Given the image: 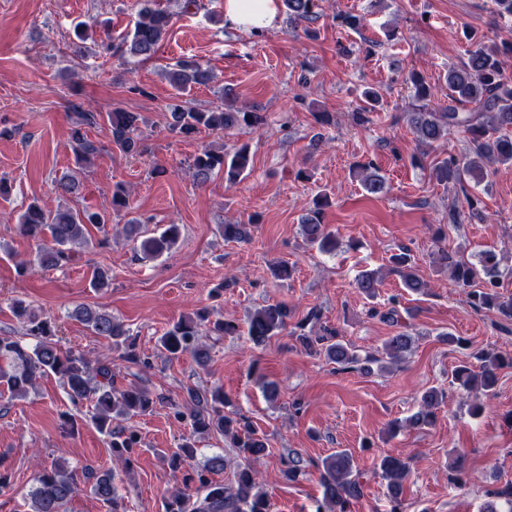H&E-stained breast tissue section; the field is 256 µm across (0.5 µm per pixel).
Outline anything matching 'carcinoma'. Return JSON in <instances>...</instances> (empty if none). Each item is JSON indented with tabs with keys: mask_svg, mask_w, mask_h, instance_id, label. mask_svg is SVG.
Masks as SVG:
<instances>
[{
	"mask_svg": "<svg viewBox=\"0 0 512 512\" xmlns=\"http://www.w3.org/2000/svg\"><path fill=\"white\" fill-rule=\"evenodd\" d=\"M288 25L305 24L304 34L316 37L310 24L320 18V0H283ZM171 14L156 6L154 0H140L138 19L134 28L118 44L113 46L102 41V48L109 52L117 49L121 54L141 59L155 55L162 40L169 32ZM468 50L467 61L461 66L448 69L445 81L448 85V106L441 111L433 109L429 101L432 87L418 72L405 78L412 96L421 102L408 113L409 125L418 142L431 146L445 139L454 131L468 134V148L464 155L450 154L431 166V175L439 182L457 183L467 177L474 185L487 178V166L499 164L512 167V79L504 73L500 50L512 53V44L498 47L486 45L474 36ZM166 79L174 95L165 106L166 120L171 131L185 138H193L202 132L224 137V132L241 127L261 128L265 116L254 108L238 106L230 96H221V104L202 110L191 105L185 96L197 85H208L214 80L211 71L195 60H180L166 71ZM381 96L372 88L362 92V105L354 112L357 122L369 121L368 114L383 109ZM112 134V144L127 157L143 152L141 126L146 124L138 112L116 109L106 113ZM98 116L92 112L78 113V122L71 128L70 138L75 162L80 165L101 153L102 146L90 140L86 128L97 124ZM252 157L246 144L228 150L224 144H208L192 156L189 169L199 184L208 183L222 172L228 184H235L246 176L251 168ZM361 174V186L371 195L387 191L384 178L373 163L357 165ZM56 189L63 197L77 196L81 182L72 174H64L56 181ZM131 191L117 183L112 188V211L125 212L129 219L117 233L136 243V256L154 260L168 253L177 244L181 227L165 224L148 233L133 216ZM329 206L328 196L320 194L313 199V206L302 220L301 232L305 242L323 253H332L339 246L336 235L323 222V210ZM109 217L105 212L74 209L60 206L52 211L35 200L28 204L18 220L19 232L36 242L32 258L17 263L18 273L24 275L35 268L55 269L68 264L76 247L91 243L90 230H106ZM224 240L246 242L251 238V225L226 223L221 226ZM392 271L398 275L407 290L421 293L428 284L418 275L408 250L399 249L389 258ZM437 269L449 273L461 288L467 289L468 303L474 310H494L507 320H512V295L498 291L501 276L500 259L491 251H482L473 262L457 249L440 248L434 253ZM112 272L103 267L93 269L90 286L102 290L109 286ZM381 277L378 271H366L356 279V288L369 299L377 298ZM15 316L25 324L27 335L36 343L28 346L12 336H0V382L7 385L14 399L27 396L29 389L41 376L51 372L58 376L72 402L84 399L93 402L91 416L95 427L110 438L112 460L118 466L129 468L131 454L140 443L136 430L125 425L133 416L151 410L163 401L164 396L144 383L116 385L112 366L106 362L92 363L80 352L63 351L53 341L54 326L40 318L20 300L12 303ZM71 317L83 323L94 335L101 336L115 348L122 350L121 358L137 365L141 363L135 340L130 330L112 314L100 307L80 304L71 311ZM291 310L284 303H266L251 312L245 324L234 318L210 320V313L198 310L194 316L179 319L160 337V346L172 359L189 352L204 365L210 359L211 346L203 336L219 340L225 336L244 334L255 346H263L288 327ZM320 315L312 310L296 324L300 333L296 340L310 354L324 356L340 370L360 368L371 370V365L395 364L405 357L414 343V337L400 330L388 337L377 356L364 358L338 339L332 328L319 331L306 330ZM477 365L464 362L452 373V384L465 393L480 389L487 394L495 392L498 372L512 367V350L484 351L472 354ZM443 391L426 389L418 401L417 410L403 420L393 421L387 429L394 437L405 429H423L435 423L437 410L443 403ZM174 416L188 422L189 433L182 436L177 450L167 456L169 467L176 471L189 465L197 454V441L211 435L231 440L233 447L245 461L234 478L226 484L210 478L224 472V455L215 454L197 467L198 486L177 491L165 497L164 512H270L267 493L259 481V471L254 467L270 454L268 436L257 429L248 417L241 414L221 387L193 390L190 392V408L184 412L174 407ZM281 474L288 482H297L305 475L302 458L292 450L281 459ZM320 485L322 497L316 501L315 512H349L350 502L363 496L364 485L357 471L352 454L340 449L326 456L321 462ZM374 473L385 482L387 494L394 503L393 512H399L404 481L410 470L403 459L385 455L379 459ZM89 491L109 508L118 512L121 496L112 470L89 473ZM29 491V512H68V504L79 491L69 468L55 463L50 469L39 471L33 478Z\"/></svg>",
	"mask_w": 512,
	"mask_h": 512,
	"instance_id": "obj_1",
	"label": "carcinoma"
}]
</instances>
